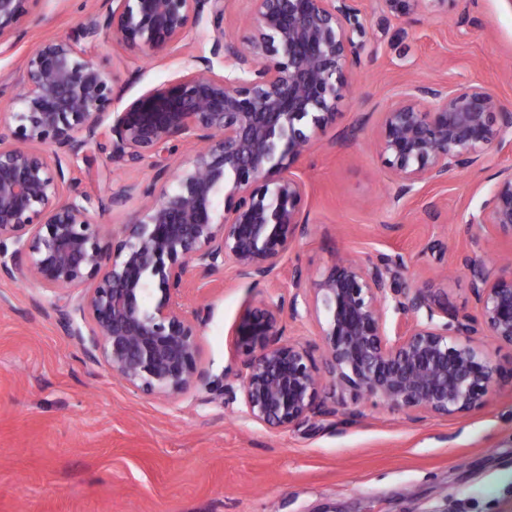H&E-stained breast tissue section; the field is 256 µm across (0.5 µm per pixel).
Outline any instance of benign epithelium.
Returning a JSON list of instances; mask_svg holds the SVG:
<instances>
[{
  "mask_svg": "<svg viewBox=\"0 0 512 512\" xmlns=\"http://www.w3.org/2000/svg\"><path fill=\"white\" fill-rule=\"evenodd\" d=\"M37 0H0V45ZM72 37L42 41L22 62L23 91L0 111V281L32 283L65 303L59 323L84 356L129 389L168 400L202 386L246 418L286 431L336 414L325 392L365 396L418 421L483 409L504 377L490 345L512 349V259L493 273L465 256L478 315L448 309L423 283L400 279L399 255L338 260L311 280L288 269L289 291L248 302L233 325L239 359L214 378L200 327L208 310L181 303L194 270L230 264L273 282L311 232L296 164L336 121V104L365 49L354 0H251L250 33L233 40V0H108ZM208 27L175 81L124 100L80 47L105 35L150 58ZM512 143V110L482 84L414 82L381 113L376 147L400 181L479 166ZM198 145L187 164L171 157ZM124 168L152 159L140 186L93 195L74 176L90 150ZM138 192L134 220L100 216ZM224 195L223 212L218 197ZM475 247L512 236V169L470 219ZM314 317L322 349L288 337L284 317Z\"/></svg>",
  "mask_w": 512,
  "mask_h": 512,
  "instance_id": "benign-epithelium-1",
  "label": "benign epithelium"
}]
</instances>
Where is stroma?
<instances>
[{"instance_id": "stroma-1", "label": "stroma", "mask_w": 512, "mask_h": 512, "mask_svg": "<svg viewBox=\"0 0 512 512\" xmlns=\"http://www.w3.org/2000/svg\"><path fill=\"white\" fill-rule=\"evenodd\" d=\"M368 43L335 125L297 164L310 234L285 266L316 280L337 256H403L406 278L448 291L449 309L477 311L460 261L469 224L512 147L484 163L419 184H398L372 143L383 112L415 81L482 83L512 107V0H356ZM104 0H36L13 47L0 48V108L19 90L22 57L44 39L75 34ZM126 98L171 82L182 58L133 54L107 38L86 44ZM149 165L111 168L95 156L78 173L105 196L149 181ZM287 278L253 285L232 266L193 272L187 305L207 304L204 366H236L232 327L250 300L287 291ZM35 284L0 282V512H512V381L462 417L410 420L367 399L327 396L337 416L273 432L199 388L176 400L133 392L87 361Z\"/></svg>"}]
</instances>
